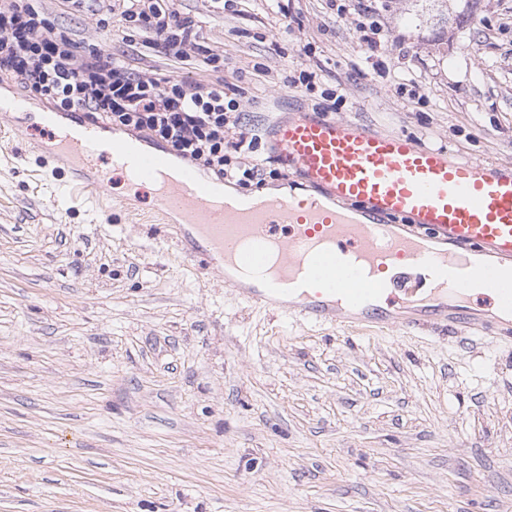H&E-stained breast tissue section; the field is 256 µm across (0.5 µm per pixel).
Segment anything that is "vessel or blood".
<instances>
[{"instance_id": "vessel-or-blood-1", "label": "vessel or blood", "mask_w": 512, "mask_h": 512, "mask_svg": "<svg viewBox=\"0 0 512 512\" xmlns=\"http://www.w3.org/2000/svg\"><path fill=\"white\" fill-rule=\"evenodd\" d=\"M58 130L52 161L69 165L70 192L112 194L111 170L132 162L131 184L153 196L160 221L178 217L186 256L224 277L247 301L335 325L338 333L444 324L512 339V165L461 161L397 134L321 112H289L267 125L265 147L311 196L250 205L218 194L190 164L171 173L164 148L135 151L101 122ZM264 274V287L240 282Z\"/></svg>"}]
</instances>
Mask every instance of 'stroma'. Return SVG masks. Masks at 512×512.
<instances>
[{
	"mask_svg": "<svg viewBox=\"0 0 512 512\" xmlns=\"http://www.w3.org/2000/svg\"><path fill=\"white\" fill-rule=\"evenodd\" d=\"M175 0L243 89V125L336 118L512 164V0ZM80 45L137 72L215 80L98 13L41 0ZM317 70L313 90L289 73ZM411 72L414 95L393 75ZM30 97L0 152V512H512V341L433 326L369 341L253 305L219 268L185 265L153 198L114 177L104 208L71 200L37 162ZM331 2H336L337 11L341 13H351L350 10H354V13L363 17V20L359 22V32L361 33L360 41L370 53H384L386 51L388 40L384 34V29L381 27L380 23L371 16L362 15L357 8L360 1L336 0ZM337 2H344V4L337 5ZM355 2H357V4H355Z\"/></svg>",
	"mask_w": 512,
	"mask_h": 512,
	"instance_id": "stroma-1",
	"label": "stroma"
}]
</instances>
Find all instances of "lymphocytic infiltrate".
I'll use <instances>...</instances> for the list:
<instances>
[{
  "mask_svg": "<svg viewBox=\"0 0 512 512\" xmlns=\"http://www.w3.org/2000/svg\"><path fill=\"white\" fill-rule=\"evenodd\" d=\"M112 13L118 31L137 29L159 57L180 60L200 39V26L182 16L170 0H94ZM61 111L79 110L112 125L142 133L217 177L248 183L258 167L233 164L232 155L255 150L234 113L240 108L235 85L224 80L188 88L166 73H136L99 47L78 49L69 28L52 21L37 0H0V77Z\"/></svg>",
  "mask_w": 512,
  "mask_h": 512,
  "instance_id": "f902f5d3",
  "label": "lymphocytic infiltrate"
}]
</instances>
